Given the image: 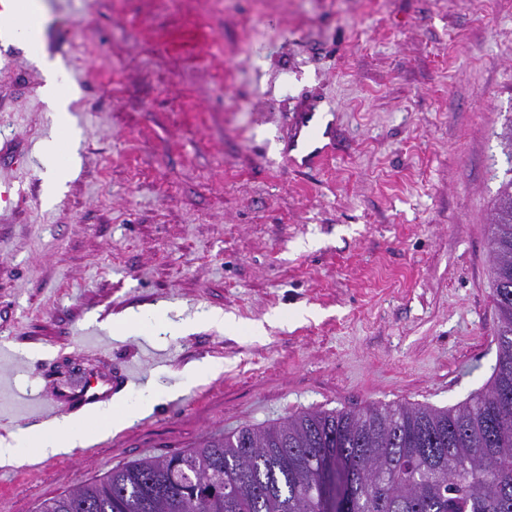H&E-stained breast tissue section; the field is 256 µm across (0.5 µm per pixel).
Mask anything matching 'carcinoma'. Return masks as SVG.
<instances>
[{"instance_id": "cac0c4a2", "label": "carcinoma", "mask_w": 512, "mask_h": 512, "mask_svg": "<svg viewBox=\"0 0 512 512\" xmlns=\"http://www.w3.org/2000/svg\"><path fill=\"white\" fill-rule=\"evenodd\" d=\"M490 228L497 356L463 402L302 410L131 462L36 512H324L328 480L348 512H512V174Z\"/></svg>"}]
</instances>
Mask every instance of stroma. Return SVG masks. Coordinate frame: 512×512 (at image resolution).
Returning a JSON list of instances; mask_svg holds the SVG:
<instances>
[{
    "label": "stroma",
    "mask_w": 512,
    "mask_h": 512,
    "mask_svg": "<svg viewBox=\"0 0 512 512\" xmlns=\"http://www.w3.org/2000/svg\"><path fill=\"white\" fill-rule=\"evenodd\" d=\"M44 4L76 161L45 207V78L0 39V438L72 368L130 370L118 397L157 401L0 467V512L301 410L442 408L486 384L512 0ZM307 109L333 151L299 169ZM149 309L182 331L111 335Z\"/></svg>",
    "instance_id": "35a3bbf8"
}]
</instances>
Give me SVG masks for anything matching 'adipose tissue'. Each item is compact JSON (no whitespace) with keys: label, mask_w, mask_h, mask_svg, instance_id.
<instances>
[{"label":"adipose tissue","mask_w":512,"mask_h":512,"mask_svg":"<svg viewBox=\"0 0 512 512\" xmlns=\"http://www.w3.org/2000/svg\"><path fill=\"white\" fill-rule=\"evenodd\" d=\"M16 11L20 20L11 26L12 38L25 45L34 58L43 61L47 78V96L55 113L57 137L46 147L42 158L45 194L47 200L52 201L59 195L66 174L74 162L73 157L64 156L62 151L64 141L71 135L68 126V100L64 95L66 76L56 63L47 60L44 53L41 37L44 11L41 0H18ZM104 429L102 419L89 411L79 417H62L46 432L37 435H14L13 445L0 448V465L15 463L17 451L21 448H36L47 456L66 452L83 444L89 434Z\"/></svg>","instance_id":"adipose-tissue-1"}]
</instances>
